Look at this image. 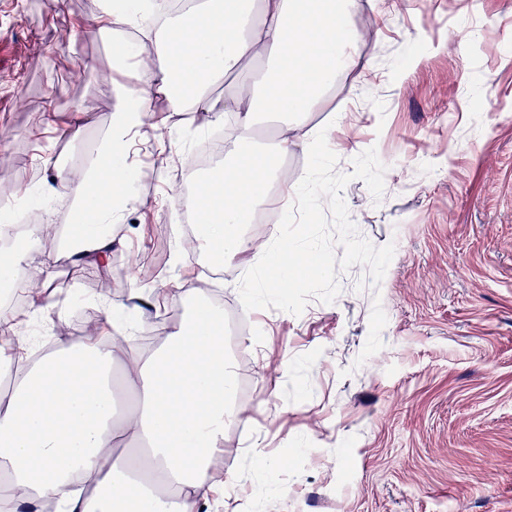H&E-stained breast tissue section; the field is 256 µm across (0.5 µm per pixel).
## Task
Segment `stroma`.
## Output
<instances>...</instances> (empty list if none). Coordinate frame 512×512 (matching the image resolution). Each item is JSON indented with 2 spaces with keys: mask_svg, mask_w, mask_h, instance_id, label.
<instances>
[{
  "mask_svg": "<svg viewBox=\"0 0 512 512\" xmlns=\"http://www.w3.org/2000/svg\"><path fill=\"white\" fill-rule=\"evenodd\" d=\"M349 21L369 70L342 72L304 117L326 129L337 172L376 148L384 191L373 199L351 180L342 195L359 234L395 243L379 286H361V265L339 272L334 302L310 300L301 315L245 310L239 282L252 261L223 262L214 281L227 313L242 322L224 339L239 416L224 426L211 473L234 479L208 512H512V0H357ZM98 0H0V186L35 197L56 223L74 222L71 202L48 196L52 163L80 169L98 146L117 103ZM77 50H70L71 37ZM88 109L70 124L77 105ZM165 125L139 133L129 161L164 160L136 183L120 223L121 246L98 272L112 299L156 289L144 320L154 348L187 322L190 289L205 282L203 248L179 231L185 199L172 170L213 132L156 97ZM56 113V127L34 128V113ZM165 225L167 258L145 279L128 258L153 264ZM58 305L27 315L22 328L57 340L59 328L83 335L86 311H99L66 249L48 255ZM387 324L384 346L354 361L374 302ZM272 467H258L260 459Z\"/></svg>",
  "mask_w": 512,
  "mask_h": 512,
  "instance_id": "1",
  "label": "stroma"
}]
</instances>
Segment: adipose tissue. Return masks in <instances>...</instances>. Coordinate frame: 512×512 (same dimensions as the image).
<instances>
[{
    "label": "adipose tissue",
    "instance_id": "obj_1",
    "mask_svg": "<svg viewBox=\"0 0 512 512\" xmlns=\"http://www.w3.org/2000/svg\"><path fill=\"white\" fill-rule=\"evenodd\" d=\"M353 0H206L202 11L158 24L150 0H100L104 34L129 25L152 36L155 54L133 60L126 42H113L118 65L135 62L136 81L118 88L120 100L97 154L75 173L56 166L55 184L76 217L70 246L75 256L103 261L115 243L110 233L121 213L115 198L130 201L137 179L129 152L144 124L156 123L152 100L193 86L188 108L213 120L239 114L245 145L255 116H292L287 135L264 152L237 150L217 175L196 180L187 205L204 241L224 257L255 250L310 255L308 244L272 230L262 245L244 235L274 181V163L290 146L311 139L302 120L340 71L358 66L359 32L348 20ZM271 55L260 93L243 101L221 98L211 84L248 55ZM193 312L164 348L130 356L123 336L56 343L21 372L0 408V512L26 502L59 501L66 512H193L213 492L209 467L224 445L233 378L224 356V321L211 304L190 297ZM125 363L134 387L131 417L114 424L112 367ZM145 446L151 477L133 458L116 454L120 439Z\"/></svg>",
    "mask_w": 512,
    "mask_h": 512
}]
</instances>
